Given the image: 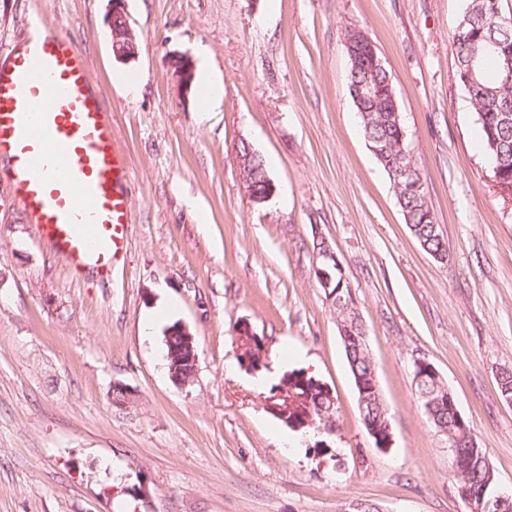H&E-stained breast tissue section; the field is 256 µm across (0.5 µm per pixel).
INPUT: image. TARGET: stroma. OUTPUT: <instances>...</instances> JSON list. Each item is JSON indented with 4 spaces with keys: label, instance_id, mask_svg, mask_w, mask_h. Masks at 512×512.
I'll return each mask as SVG.
<instances>
[{
    "label": "stroma",
    "instance_id": "obj_1",
    "mask_svg": "<svg viewBox=\"0 0 512 512\" xmlns=\"http://www.w3.org/2000/svg\"><path fill=\"white\" fill-rule=\"evenodd\" d=\"M465 0H125L138 54L115 61L111 0H0V62L32 21L68 39L112 110L131 170L128 249L109 276L72 275L0 182V512H468L448 439L413 381L433 363L512 491V205L454 76ZM392 74L429 201L437 261L407 227L348 90L347 29ZM195 63L188 97L171 63ZM136 81L126 91L123 78ZM277 187L248 200L236 145ZM324 237L364 321L392 447L375 446L336 314L314 270ZM161 318L143 338L148 314ZM263 365L224 369L236 328ZM185 324L198 362L169 376L164 335ZM325 383L335 431L295 430L264 401L277 357ZM128 392L122 404L112 393Z\"/></svg>",
    "mask_w": 512,
    "mask_h": 512
}]
</instances>
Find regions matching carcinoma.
I'll list each match as a JSON object with an SVG mask.
<instances>
[{"instance_id":"cac0c4a2","label":"carcinoma","mask_w":512,"mask_h":512,"mask_svg":"<svg viewBox=\"0 0 512 512\" xmlns=\"http://www.w3.org/2000/svg\"><path fill=\"white\" fill-rule=\"evenodd\" d=\"M504 0H467L463 15L453 30L455 77L477 115L483 149L491 163L493 177L504 185H512V70L504 58L512 56V26H499L505 13ZM348 44L358 51L359 64H350L348 88L366 142L378 163L388 175L405 224L425 252L435 259L448 256V240L437 224L426 191L414 188L423 180L421 170L414 179L400 176V171L415 164L407 131L396 99L392 76L386 67L372 64L371 52L361 31L349 29ZM237 159L245 183L255 193H265L271 179L266 159L243 139L238 143ZM329 244L320 237L313 243L319 258L318 269L326 272L329 282L319 281L325 296L331 300L343 341L345 356L354 379L364 381L367 388L365 414L361 415L366 432L387 438L390 427L387 409L381 398L367 334L359 309L340 261L325 256ZM424 375L415 383L416 396L432 425L448 437V447L455 449L462 470L456 482L467 486L486 501L495 500L497 489L489 482L492 468L484 449L474 446L473 437L459 429L456 400L448 398L447 386H437L430 374L414 367V376ZM300 397L297 408L310 412L319 423L334 424V399L321 391L291 387Z\"/></svg>"}]
</instances>
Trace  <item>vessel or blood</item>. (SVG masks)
<instances>
[{
	"mask_svg": "<svg viewBox=\"0 0 512 512\" xmlns=\"http://www.w3.org/2000/svg\"><path fill=\"white\" fill-rule=\"evenodd\" d=\"M0 66V156L12 192L66 266L109 273L132 222L111 112L68 40L36 29Z\"/></svg>",
	"mask_w": 512,
	"mask_h": 512,
	"instance_id": "b4317fda",
	"label": "vessel or blood"
}]
</instances>
